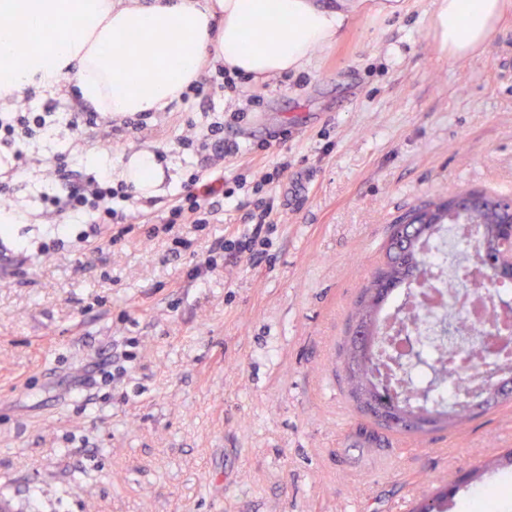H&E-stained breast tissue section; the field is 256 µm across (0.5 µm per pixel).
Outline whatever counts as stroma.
I'll use <instances>...</instances> for the list:
<instances>
[{"instance_id": "1", "label": "stroma", "mask_w": 512, "mask_h": 512, "mask_svg": "<svg viewBox=\"0 0 512 512\" xmlns=\"http://www.w3.org/2000/svg\"><path fill=\"white\" fill-rule=\"evenodd\" d=\"M435 0L391 16L360 0L306 69L225 93L255 97L232 135L242 145L284 129L263 159L243 153L225 175L288 155L274 191L273 246L262 263L187 278L240 212L168 257L146 225L81 241L57 233L38 182L70 152L124 179L135 154L165 151L150 192L167 204L194 157L178 154L198 105L157 114L140 141L108 147L66 118L33 139L35 176L13 181L23 220L0 233V499L12 512H408L422 491L512 448V401L460 429L404 436L371 424L347 395L339 346L389 226L422 202L481 189L512 198V17L474 55L442 56ZM267 141V140H266ZM131 351L126 374L80 380ZM512 512V469L462 488L450 512Z\"/></svg>"}]
</instances>
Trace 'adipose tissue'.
Instances as JSON below:
<instances>
[{
	"label": "adipose tissue",
	"mask_w": 512,
	"mask_h": 512,
	"mask_svg": "<svg viewBox=\"0 0 512 512\" xmlns=\"http://www.w3.org/2000/svg\"><path fill=\"white\" fill-rule=\"evenodd\" d=\"M354 0H0V99L72 80L112 114L162 112L204 55L255 79L299 72L341 37ZM512 0H438L432 29L452 59L476 52ZM265 28L263 39L251 28Z\"/></svg>",
	"instance_id": "adipose-tissue-1"
}]
</instances>
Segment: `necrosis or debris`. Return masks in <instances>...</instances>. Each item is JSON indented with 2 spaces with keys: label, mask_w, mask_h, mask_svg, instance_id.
I'll return each instance as SVG.
<instances>
[{
  "label": "necrosis or debris",
  "mask_w": 512,
  "mask_h": 512,
  "mask_svg": "<svg viewBox=\"0 0 512 512\" xmlns=\"http://www.w3.org/2000/svg\"><path fill=\"white\" fill-rule=\"evenodd\" d=\"M427 249V280L398 289L379 315L386 341L378 360L390 367L395 396L426 389L431 402L443 408L480 401L490 374L512 376V358L468 354L475 337L512 328V309L499 301L504 286L489 283L485 270L473 263L474 238L461 225H440ZM493 311L494 321L488 318ZM452 357L464 361L467 394H458L443 373Z\"/></svg>",
  "instance_id": "necrosis-or-debris-1"
}]
</instances>
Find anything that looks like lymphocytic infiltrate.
I'll return each mask as SVG.
<instances>
[{"mask_svg": "<svg viewBox=\"0 0 512 512\" xmlns=\"http://www.w3.org/2000/svg\"><path fill=\"white\" fill-rule=\"evenodd\" d=\"M235 86V76L219 62L215 64L213 74L191 82L182 92V101H196L203 107V127L177 141L179 149L196 157L197 166L173 202L149 228L151 235L170 236L169 253L177 258L189 249L190 243L176 233V226L192 224L200 227L217 223L219 214L228 204L242 211L244 230L218 240L207 257L189 270V279L199 283L206 282L209 273L218 268L244 259L256 260L267 252L271 245L268 231L274 224L273 215L278 208L272 186L288 169V162L283 159L272 168L261 169L251 180L242 174L227 179L217 172L218 161L237 156L241 151L235 139L226 137V130L241 125L250 112L246 105L228 113L217 110L216 94ZM61 110L67 112V125L77 139L85 130L103 125L108 128L104 140H111L117 133L129 139L146 129L151 118L150 113L134 112L123 116L120 122L108 124L78 93H71L63 103L56 100L40 103L34 92H25L19 107L0 112V142L14 148L9 170L11 178L28 175L31 164L26 151L28 139L52 126ZM53 162L51 180L44 186L40 198L55 215L80 220L88 225L93 236L99 234L104 224L131 225L136 222V187L133 183L113 181L111 172L96 168L74 169L65 153L54 155Z\"/></svg>", "mask_w": 512, "mask_h": 512, "instance_id": "f902f5d3", "label": "lymphocytic infiltrate"}]
</instances>
